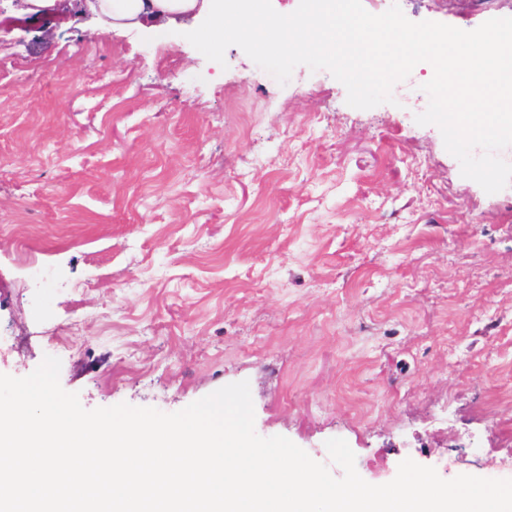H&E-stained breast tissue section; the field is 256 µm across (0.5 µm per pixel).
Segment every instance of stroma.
Returning a JSON list of instances; mask_svg holds the SVG:
<instances>
[{
    "label": "stroma",
    "instance_id": "stroma-1",
    "mask_svg": "<svg viewBox=\"0 0 512 512\" xmlns=\"http://www.w3.org/2000/svg\"><path fill=\"white\" fill-rule=\"evenodd\" d=\"M0 0V374L45 356L86 409L179 411L248 381L255 430L368 483L412 459L512 478V184L462 177L417 64L356 109L241 48ZM462 30L512 0H417Z\"/></svg>",
    "mask_w": 512,
    "mask_h": 512
}]
</instances>
